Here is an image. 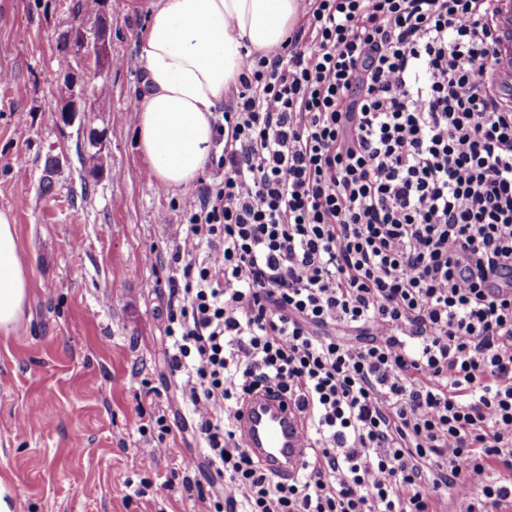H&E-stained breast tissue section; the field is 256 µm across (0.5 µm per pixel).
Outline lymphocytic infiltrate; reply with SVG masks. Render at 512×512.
<instances>
[{
	"instance_id": "f902f5d3",
	"label": "lymphocytic infiltrate",
	"mask_w": 512,
	"mask_h": 512,
	"mask_svg": "<svg viewBox=\"0 0 512 512\" xmlns=\"http://www.w3.org/2000/svg\"><path fill=\"white\" fill-rule=\"evenodd\" d=\"M490 0H304L214 122L169 366L224 512H512V105ZM277 386L310 455L239 437Z\"/></svg>"
}]
</instances>
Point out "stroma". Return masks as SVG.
Masks as SVG:
<instances>
[{
	"mask_svg": "<svg viewBox=\"0 0 512 512\" xmlns=\"http://www.w3.org/2000/svg\"><path fill=\"white\" fill-rule=\"evenodd\" d=\"M100 16L107 60L72 71L97 72L108 91L66 124L56 46L74 21L91 29ZM147 24L127 0L97 16L85 0H0V211L30 285L21 325L0 334V483L13 512H214L182 484L198 445L167 364L168 271L152 262L185 235L186 194L157 186L123 109L143 89ZM93 134L107 158L95 174L79 159ZM157 414L166 432L150 427Z\"/></svg>",
	"mask_w": 512,
	"mask_h": 512,
	"instance_id": "35a3bbf8",
	"label": "stroma"
}]
</instances>
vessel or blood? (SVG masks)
Instances as JSON below:
<instances>
[{
	"mask_svg": "<svg viewBox=\"0 0 512 512\" xmlns=\"http://www.w3.org/2000/svg\"><path fill=\"white\" fill-rule=\"evenodd\" d=\"M497 64L495 82L512 86V0H493ZM238 433L245 448L281 480L295 476L306 460L308 436L287 397L254 395L243 409Z\"/></svg>",
	"mask_w": 512,
	"mask_h": 512,
	"instance_id": "1",
	"label": "vessel or blood"
}]
</instances>
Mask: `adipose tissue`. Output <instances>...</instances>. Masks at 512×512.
<instances>
[{
	"mask_svg": "<svg viewBox=\"0 0 512 512\" xmlns=\"http://www.w3.org/2000/svg\"><path fill=\"white\" fill-rule=\"evenodd\" d=\"M300 0H154L141 45L138 143L157 184L189 188L214 144L212 110L239 84L251 54H275ZM29 279L15 226L0 211V334L21 324Z\"/></svg>",
	"mask_w": 512,
	"mask_h": 512,
	"instance_id": "ef3b65f1",
	"label": "adipose tissue"
}]
</instances>
